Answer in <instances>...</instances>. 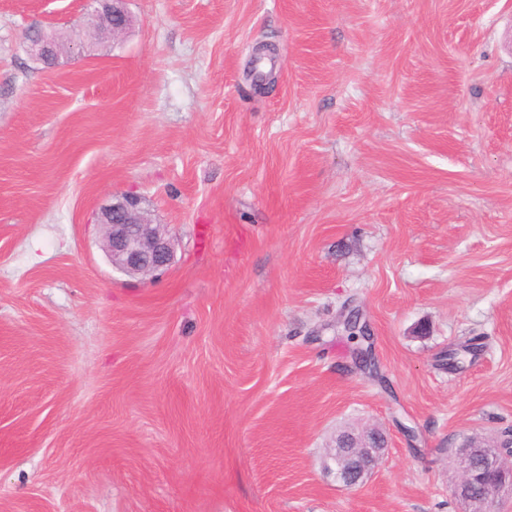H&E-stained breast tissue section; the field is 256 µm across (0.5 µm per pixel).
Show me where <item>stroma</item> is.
<instances>
[{
    "mask_svg": "<svg viewBox=\"0 0 512 512\" xmlns=\"http://www.w3.org/2000/svg\"><path fill=\"white\" fill-rule=\"evenodd\" d=\"M85 6L0 0V512H467L456 450L512 432V0H130L27 54ZM122 193L155 277L101 248ZM88 8L84 16L83 27L81 30V38L79 45L74 44V40L69 38L67 44L64 45L65 53L74 51L75 47L83 48L82 45L91 38L92 35L98 33L103 25H108L113 34L124 30L128 24V12L126 8L127 0H89ZM122 19L120 25H116L114 20ZM38 29V36H31L30 30L25 32L24 43L27 52L37 61L42 63L50 62L57 53V45L62 43L55 37L51 31H47L41 28ZM106 235L104 249L112 268L130 276H152L174 261L171 238L164 224H153L137 198L113 196L101 211ZM385 447V446H384ZM373 446L363 435L346 434L340 441V455L343 467H337L338 455L329 452L325 458V468L328 472L336 471V481L349 487H355L364 482L379 464L385 448ZM374 465L372 468H369Z\"/></svg>",
    "mask_w": 512,
    "mask_h": 512,
    "instance_id": "obj_1",
    "label": "stroma"
}]
</instances>
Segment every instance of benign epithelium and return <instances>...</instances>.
I'll return each instance as SVG.
<instances>
[{
    "label": "benign epithelium",
    "instance_id": "1",
    "mask_svg": "<svg viewBox=\"0 0 512 512\" xmlns=\"http://www.w3.org/2000/svg\"><path fill=\"white\" fill-rule=\"evenodd\" d=\"M127 0H88L79 45H84L102 26L112 32L124 30L128 24ZM27 52L37 61L50 62L57 53L60 41L47 30L38 29V36L24 35ZM100 223L106 228L104 249L112 268L130 276H152L168 269L174 261V250L167 229L155 224L140 207L137 198L120 195L101 211ZM341 322L352 326L358 336H371L368 325L358 312H349ZM340 454L330 452L325 468L336 472V481L349 487L364 482L372 473L371 466L379 464L384 449L373 446L363 435L346 434L339 441ZM512 458V438L500 448H478L470 442L455 453L457 465L456 496L466 503L473 500V491L483 488L487 512L506 489H512V463L501 460Z\"/></svg>",
    "mask_w": 512,
    "mask_h": 512
}]
</instances>
